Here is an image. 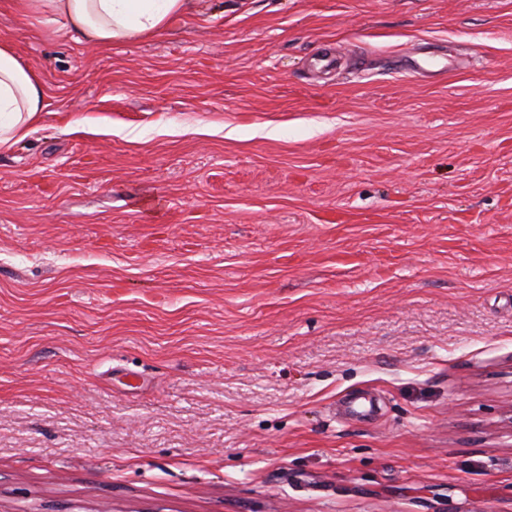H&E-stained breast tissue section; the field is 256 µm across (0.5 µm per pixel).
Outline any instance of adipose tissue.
Segmentation results:
<instances>
[{
	"mask_svg": "<svg viewBox=\"0 0 512 512\" xmlns=\"http://www.w3.org/2000/svg\"><path fill=\"white\" fill-rule=\"evenodd\" d=\"M11 5L26 16H49L51 24L76 42L102 47L156 34L186 12L188 0H11ZM44 110L39 72L17 58L8 40H1L0 151L26 138Z\"/></svg>",
	"mask_w": 512,
	"mask_h": 512,
	"instance_id": "obj_1",
	"label": "adipose tissue"
}]
</instances>
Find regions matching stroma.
Returning a JSON list of instances; mask_svg holds the SVG:
<instances>
[{"label":"stroma","mask_w":512,"mask_h":512,"mask_svg":"<svg viewBox=\"0 0 512 512\" xmlns=\"http://www.w3.org/2000/svg\"><path fill=\"white\" fill-rule=\"evenodd\" d=\"M1 39L0 512H512V0ZM39 72L23 64L6 39L0 41V151L26 138L45 111Z\"/></svg>","instance_id":"stroma-1"}]
</instances>
